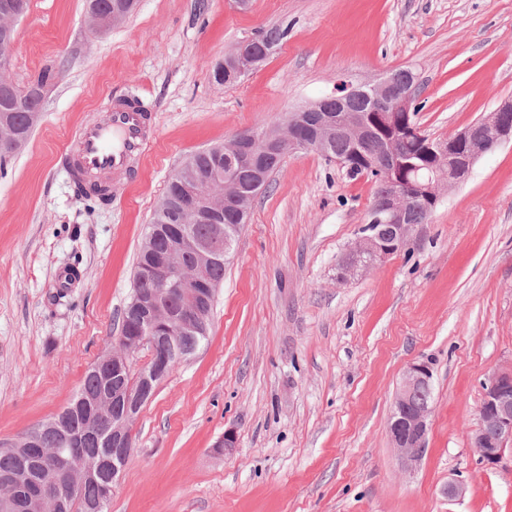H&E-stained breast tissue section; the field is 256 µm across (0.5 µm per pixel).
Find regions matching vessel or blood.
Here are the masks:
<instances>
[{"label": "vessel or blood", "mask_w": 512, "mask_h": 512, "mask_svg": "<svg viewBox=\"0 0 512 512\" xmlns=\"http://www.w3.org/2000/svg\"><path fill=\"white\" fill-rule=\"evenodd\" d=\"M144 118L138 104L118 99L103 115L90 118L70 137L63 165L72 181L102 182L105 175L128 170L144 153Z\"/></svg>", "instance_id": "vessel-or-blood-1"}]
</instances>
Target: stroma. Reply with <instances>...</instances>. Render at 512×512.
<instances>
[{
    "label": "stroma",
    "mask_w": 512,
    "mask_h": 512,
    "mask_svg": "<svg viewBox=\"0 0 512 512\" xmlns=\"http://www.w3.org/2000/svg\"><path fill=\"white\" fill-rule=\"evenodd\" d=\"M196 2L137 0L102 33L86 0H31L15 26V84L65 67L0 169V443L60 412L112 349L148 226L190 154L399 68L416 74L435 139L512 98V0ZM273 26L288 36L262 67L213 82L225 52ZM111 95L150 106L154 140L104 204L76 193L60 155ZM373 192L318 153L285 159L224 266L207 341L132 425L109 512H512V451L487 468L471 441L484 382L512 368V142L402 249L339 280ZM418 359L433 402L409 472L387 427ZM230 428L236 448L216 452ZM451 480L462 497L444 495Z\"/></svg>",
    "instance_id": "35a3bbf8"
}]
</instances>
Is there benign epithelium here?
I'll return each mask as SVG.
<instances>
[{
    "label": "benign epithelium",
    "instance_id": "obj_1",
    "mask_svg": "<svg viewBox=\"0 0 512 512\" xmlns=\"http://www.w3.org/2000/svg\"><path fill=\"white\" fill-rule=\"evenodd\" d=\"M19 18L20 15L10 11L0 15V86L3 88L10 87L6 72L14 43L9 34ZM267 56L268 47L246 41L229 53L216 70L219 77L235 80L258 68ZM363 95L371 99L370 112L346 108L343 115L333 120L324 115L329 102L325 98L287 113L275 134L268 129L246 131L226 144L232 156L250 161L257 193L267 181L266 165L272 156L312 150L324 153L334 139L343 138L357 144L372 129L393 131V151L410 142L420 147L428 163L412 179L398 181L393 178L391 168L374 165L375 170L382 172L389 191L370 222L363 226L355 246L341 259L342 279L372 266L407 243L413 204L427 209L435 207L445 192L467 178L480 157L512 142V99L463 130L436 140L427 136L418 123V95L413 83L400 85L389 74L375 83L342 85L334 100L345 105ZM231 243L229 237L221 242L182 232L167 251L160 252L154 235H149L145 249L152 260L142 269L140 279L150 287L135 288L129 303L130 310L140 315L144 324L134 328L121 324L117 345L95 362V367L125 380L112 394V400L122 405L118 416L111 413L112 400L95 399L94 426L110 435L112 456L77 466L65 451L69 438H64L59 448L44 449L32 436L23 435L10 447L19 449L20 457L37 458L42 466L43 478L33 489V501H49L59 512H69L72 488L86 480L97 481L104 465L112 467V478L99 483L96 501L83 503L81 512H97L103 502L111 499L132 450L131 426L143 404L155 393L157 382L167 376L172 364L188 361L197 351L194 341L204 334L207 309L217 290L208 280L206 269L219 252L230 254ZM144 348L149 350V361L134 376L133 357ZM432 384L430 363L411 362L404 368L394 396L388 436L402 464L410 470L427 453L431 405L418 404L416 398ZM479 419L472 441L480 461L493 467L501 462L507 444L512 442V371H495L483 384Z\"/></svg>",
    "mask_w": 512,
    "mask_h": 512
}]
</instances>
